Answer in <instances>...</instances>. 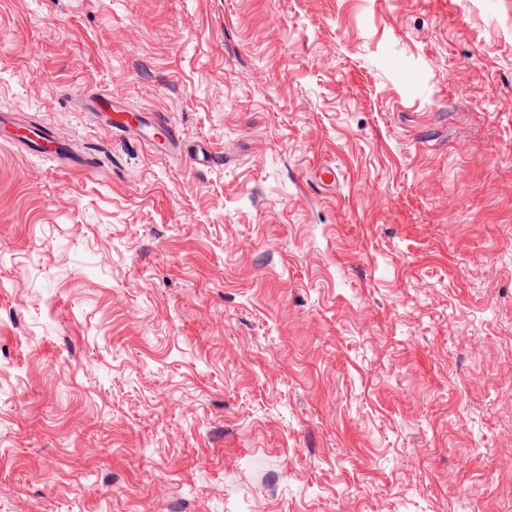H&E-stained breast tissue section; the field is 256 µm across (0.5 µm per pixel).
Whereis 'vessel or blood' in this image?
I'll list each match as a JSON object with an SVG mask.
<instances>
[{
    "label": "vessel or blood",
    "instance_id": "obj_1",
    "mask_svg": "<svg viewBox=\"0 0 512 512\" xmlns=\"http://www.w3.org/2000/svg\"><path fill=\"white\" fill-rule=\"evenodd\" d=\"M83 108L88 112L103 114L104 125L110 133L136 132L144 135L153 151H168L179 145L176 130L167 123L163 115L155 114L151 119H143L141 113L128 111L105 94L86 98ZM0 130L10 133L14 139L30 146L36 153L50 156L58 161L66 160L68 157L65 145L59 142L49 130L25 125L4 113H0Z\"/></svg>",
    "mask_w": 512,
    "mask_h": 512
}]
</instances>
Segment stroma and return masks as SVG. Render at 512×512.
<instances>
[{
    "mask_svg": "<svg viewBox=\"0 0 512 512\" xmlns=\"http://www.w3.org/2000/svg\"><path fill=\"white\" fill-rule=\"evenodd\" d=\"M1 112L0 512H512V0H0ZM82 107L85 111L103 114L104 125L111 134L136 132L142 135L155 153L179 146L176 130L166 122L165 117L161 114H153L150 119L151 125L148 126L147 123L142 122L146 119L141 113L128 111L105 94L91 95L84 100ZM147 127H151L149 134L145 131ZM0 130L10 133L14 139L30 146L38 154L48 155L57 161L69 159L66 146L48 129L28 126L12 116L0 113Z\"/></svg>",
    "mask_w": 512,
    "mask_h": 512,
    "instance_id": "stroma-1",
    "label": "stroma"
}]
</instances>
